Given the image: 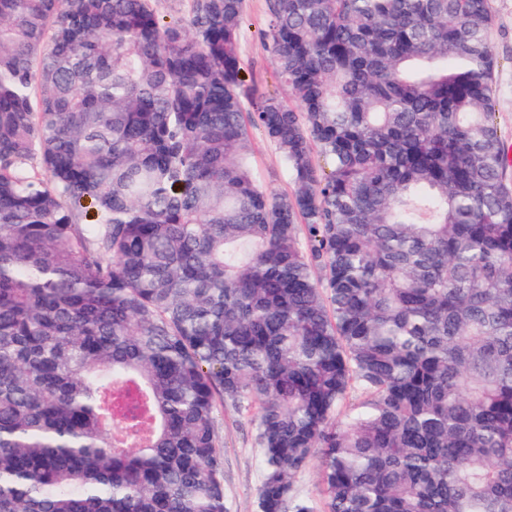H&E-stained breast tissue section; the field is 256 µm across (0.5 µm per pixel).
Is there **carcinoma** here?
Here are the masks:
<instances>
[{
    "label": "carcinoma",
    "instance_id": "obj_1",
    "mask_svg": "<svg viewBox=\"0 0 512 512\" xmlns=\"http://www.w3.org/2000/svg\"><path fill=\"white\" fill-rule=\"evenodd\" d=\"M156 2L0 0V512H227L219 403L259 512H512L488 0H266L293 105ZM251 143L252 165L260 183L272 193L289 192L291 183L275 147L256 130L252 131ZM215 425L224 447V493L227 512H259L257 492L263 469L251 415L218 404ZM294 493L298 498L309 502L312 512H325L316 463L310 464L297 475L294 481Z\"/></svg>",
    "mask_w": 512,
    "mask_h": 512
}]
</instances>
